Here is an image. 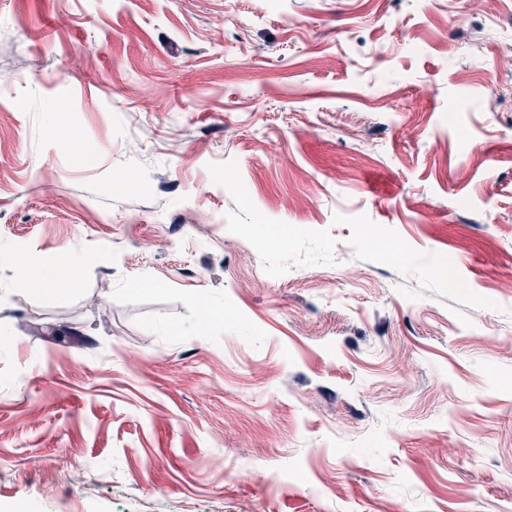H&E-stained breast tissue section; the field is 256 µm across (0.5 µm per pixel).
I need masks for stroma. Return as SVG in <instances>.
<instances>
[{
	"instance_id": "stroma-1",
	"label": "stroma",
	"mask_w": 512,
	"mask_h": 512,
	"mask_svg": "<svg viewBox=\"0 0 512 512\" xmlns=\"http://www.w3.org/2000/svg\"><path fill=\"white\" fill-rule=\"evenodd\" d=\"M510 279L512 0H0V512H512ZM61 265L50 267L31 274L25 281L26 289L31 294L41 295L50 291L51 286H58L65 281V272Z\"/></svg>"
}]
</instances>
